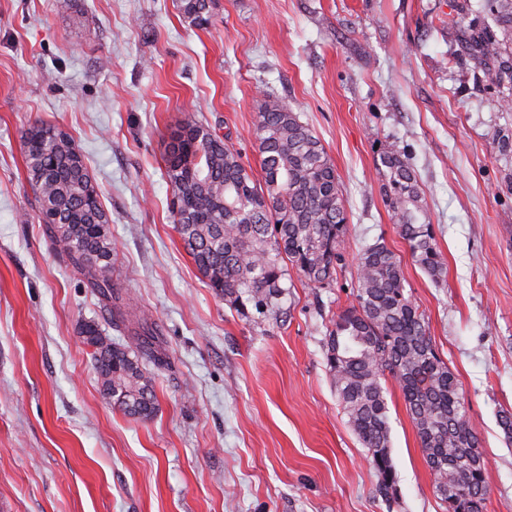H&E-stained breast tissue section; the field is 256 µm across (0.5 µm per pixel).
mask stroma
<instances>
[{
    "instance_id": "stroma-1",
    "label": "stroma",
    "mask_w": 512,
    "mask_h": 512,
    "mask_svg": "<svg viewBox=\"0 0 512 512\" xmlns=\"http://www.w3.org/2000/svg\"><path fill=\"white\" fill-rule=\"evenodd\" d=\"M458 0H0V512H446L403 395L387 382L395 500L348 424L326 363L356 258L384 242L457 377L485 459V512H512V112L455 25ZM287 99L333 161L349 214L330 285L289 269L277 314L208 288L175 229L163 158L194 116L261 174L258 98ZM63 128L110 216L112 280L152 315L168 364L158 410L103 397L80 328L117 330L54 249L23 136ZM405 148L447 276L412 260L380 190ZM184 15L195 26H204L210 23L209 0H182Z\"/></svg>"
}]
</instances>
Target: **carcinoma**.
<instances>
[{
    "label": "carcinoma",
    "mask_w": 512,
    "mask_h": 512,
    "mask_svg": "<svg viewBox=\"0 0 512 512\" xmlns=\"http://www.w3.org/2000/svg\"><path fill=\"white\" fill-rule=\"evenodd\" d=\"M195 26L210 23L209 0H182ZM473 54L491 63L492 80L512 87V0H481L478 10L458 13ZM183 139L165 157L166 175L178 196L174 211L184 249L212 290L236 306L248 300L276 313L286 293L290 263L315 286L331 284L344 260L348 215L336 168L321 141L285 100L266 95L258 107L255 138L262 156L257 182L239 153L214 144L204 125L186 120ZM28 178L39 208L54 210L50 236L72 267L105 302L112 324L136 335L137 351L86 323L81 334L95 345L92 358L103 396L126 416L153 418L154 377L141 368L161 357L157 330L147 317L131 318L116 303L112 284L109 217L74 140L59 128L37 123L25 133ZM57 165L50 170L41 152ZM386 205L412 260L438 281L443 255L420 203L417 179L405 153L393 144L377 160ZM355 304L332 320L326 360L339 403L367 461L378 473L377 493L390 499L395 473L390 457V418L383 382L392 379L416 428L435 491L447 512H483L489 484L469 425L459 381L439 356L428 324L406 292L401 261L385 244L357 257Z\"/></svg>",
    "instance_id": "cac0c4a2"
}]
</instances>
